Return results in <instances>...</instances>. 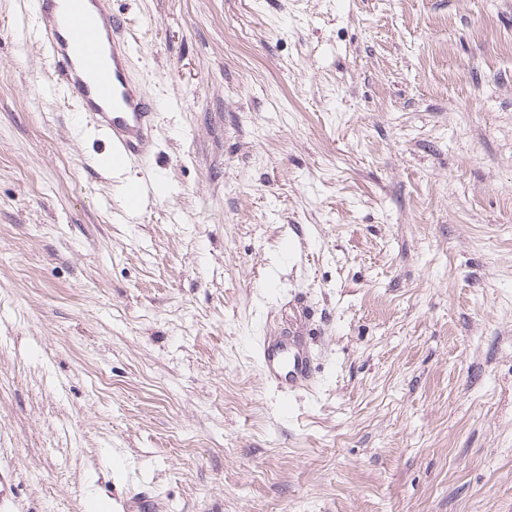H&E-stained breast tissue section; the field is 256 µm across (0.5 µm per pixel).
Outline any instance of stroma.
Instances as JSON below:
<instances>
[{
	"label": "stroma",
	"mask_w": 512,
	"mask_h": 512,
	"mask_svg": "<svg viewBox=\"0 0 512 512\" xmlns=\"http://www.w3.org/2000/svg\"><path fill=\"white\" fill-rule=\"evenodd\" d=\"M114 8L134 211L0 0V512H512V0ZM260 365L265 378L294 387L313 379L309 354L297 336H277L264 344Z\"/></svg>",
	"instance_id": "stroma-1"
}]
</instances>
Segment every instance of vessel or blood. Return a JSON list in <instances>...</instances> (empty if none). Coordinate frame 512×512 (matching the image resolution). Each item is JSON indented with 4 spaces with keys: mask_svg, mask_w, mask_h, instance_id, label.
<instances>
[{
    "mask_svg": "<svg viewBox=\"0 0 512 512\" xmlns=\"http://www.w3.org/2000/svg\"><path fill=\"white\" fill-rule=\"evenodd\" d=\"M32 34L52 61V86L74 99L109 140L111 162L145 160L155 136L154 102L132 70L125 17L112 0H33ZM265 378L291 387L313 379L309 354L293 335L264 344Z\"/></svg>",
    "mask_w": 512,
    "mask_h": 512,
    "instance_id": "vessel-or-blood-1",
    "label": "vessel or blood"
}]
</instances>
